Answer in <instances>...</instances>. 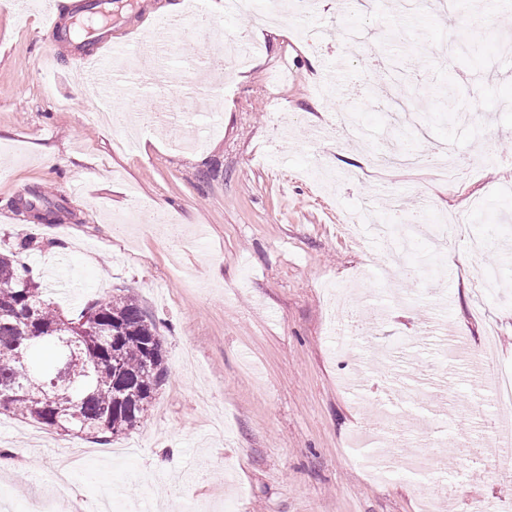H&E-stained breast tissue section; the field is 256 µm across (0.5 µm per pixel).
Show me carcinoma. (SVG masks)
<instances>
[{
  "label": "carcinoma",
  "mask_w": 512,
  "mask_h": 512,
  "mask_svg": "<svg viewBox=\"0 0 512 512\" xmlns=\"http://www.w3.org/2000/svg\"><path fill=\"white\" fill-rule=\"evenodd\" d=\"M165 377L161 340L135 297L68 318L17 252L0 251V413L109 439L146 417Z\"/></svg>",
  "instance_id": "cac0c4a2"
}]
</instances>
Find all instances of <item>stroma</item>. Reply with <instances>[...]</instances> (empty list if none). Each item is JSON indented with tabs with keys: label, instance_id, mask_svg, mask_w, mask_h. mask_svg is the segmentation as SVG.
I'll list each match as a JSON object with an SVG mask.
<instances>
[{
	"label": "stroma",
	"instance_id": "stroma-1",
	"mask_svg": "<svg viewBox=\"0 0 512 512\" xmlns=\"http://www.w3.org/2000/svg\"><path fill=\"white\" fill-rule=\"evenodd\" d=\"M440 8L378 12L362 0L344 12L336 0L294 12L264 0L278 24L254 26L245 16L212 9L208 0H112L111 43L125 59L111 63L128 81L115 109L150 116L139 132L122 123L91 125L96 103L65 54L48 64L53 39L46 0H0V247L31 236L42 250L20 259L47 284L67 317L125 292L154 321L167 376L145 419L108 442L63 436L8 413L0 414V453L18 467L0 474V512H40L54 490L41 483L60 454L81 459L72 481L88 501L101 490L110 508L139 504L142 512H419L441 497L444 477L454 491L445 512H470L473 498L512 504V460L493 450L497 439L485 413L494 381L512 368V31L500 25L495 0H473L485 22L473 36L497 72L477 68L450 39L468 15L457 0ZM177 11L183 25L160 46L157 23ZM371 45L407 49L409 65L393 76L390 54L378 68L355 58L349 36ZM249 34L263 50L241 68L208 69L216 36ZM157 65L206 70L180 93L140 80L142 58ZM339 83L358 87L350 105L362 124L344 134L333 121L344 99L315 97L312 87L336 58ZM454 83L462 103L454 118H438L436 89ZM210 95L214 110L159 111L161 101ZM404 102L411 122L389 131L391 105ZM413 139L417 152L444 148L478 169L450 186L427 170L393 168L364 175L372 152ZM52 152L45 165L43 152ZM35 189L67 214L45 224L16 213L18 190ZM401 199L427 206L429 218L464 216L484 256L451 243L445 259L405 281L398 258L373 237L356 239L347 212L363 198ZM185 233L208 227L201 246L160 235L162 215ZM496 267L508 290L486 294L481 267ZM367 278L351 311L327 300ZM437 316L444 336H462L479 349L485 321L498 329L495 360L449 361L444 345L423 333ZM418 338L414 368L428 382L426 402L405 403L398 383L385 408L396 430L417 437L415 472L377 478L354 434L374 420L366 402L377 380L374 353L387 340Z\"/></svg>",
	"mask_w": 512,
	"mask_h": 512
}]
</instances>
